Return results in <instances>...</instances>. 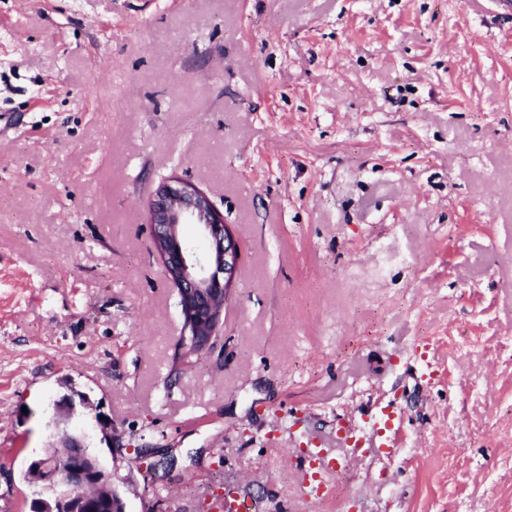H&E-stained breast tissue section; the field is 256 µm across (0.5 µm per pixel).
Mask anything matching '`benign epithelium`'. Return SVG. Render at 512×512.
<instances>
[{
  "instance_id": "7a95c632",
  "label": "benign epithelium",
  "mask_w": 512,
  "mask_h": 512,
  "mask_svg": "<svg viewBox=\"0 0 512 512\" xmlns=\"http://www.w3.org/2000/svg\"><path fill=\"white\" fill-rule=\"evenodd\" d=\"M156 258L176 291L182 316L178 359L213 350L223 333L221 312L234 296L240 246L208 195L179 177L161 180L146 210ZM35 478L55 492V512H94L113 473L74 438L33 461Z\"/></svg>"
}]
</instances>
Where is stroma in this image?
Returning a JSON list of instances; mask_svg holds the SVG:
<instances>
[{"label": "stroma", "instance_id": "stroma-1", "mask_svg": "<svg viewBox=\"0 0 512 512\" xmlns=\"http://www.w3.org/2000/svg\"><path fill=\"white\" fill-rule=\"evenodd\" d=\"M173 176L241 245L181 369ZM389 406L397 453L348 460ZM64 434L126 512H512V8L0 0V512ZM307 459L309 469L312 470L311 478L313 483H309L308 479L305 483L308 493L315 499H321L331 490L330 484L324 477H319L321 472H326L334 468V460L328 459L327 453L323 448H310L307 450ZM318 478V479H317Z\"/></svg>", "mask_w": 512, "mask_h": 512}]
</instances>
